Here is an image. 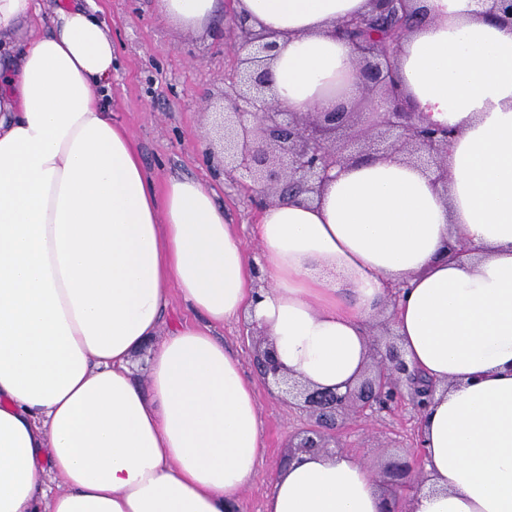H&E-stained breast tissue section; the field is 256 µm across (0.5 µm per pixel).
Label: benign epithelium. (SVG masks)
Returning a JSON list of instances; mask_svg holds the SVG:
<instances>
[{
  "mask_svg": "<svg viewBox=\"0 0 512 512\" xmlns=\"http://www.w3.org/2000/svg\"><path fill=\"white\" fill-rule=\"evenodd\" d=\"M410 0H370L371 11L340 21L336 31L363 53L359 75L365 94L379 93L387 111L368 123L359 112H290L275 100L274 75L270 67L277 48L271 35L256 31L244 16H234L239 40L231 46L238 67L224 78L223 111L216 113L217 142L208 157L221 174L236 179L251 197L269 202L284 201L300 194L319 195L329 171L354 161H369L385 153L404 154L427 168L440 171L438 182L448 187L443 156L454 137L445 124H424L418 112L407 107L394 75L393 59L406 35L427 21L428 14L409 5ZM490 12L512 27V0H491ZM372 23L388 25L383 40L359 32ZM383 136L387 146L376 152L348 156L339 139L371 143ZM256 368L265 384L281 392L291 408L306 413L313 423L290 447L288 458L299 454L332 453L346 423V416L369 418L389 410L402 397L401 384L410 389L412 405L423 411L434 394V385L419 377L404 359L399 346H372L371 362L357 380L344 388L315 387L288 374L267 338L257 340ZM413 462L383 466V473L404 479L413 464H423L422 441L416 442Z\"/></svg>",
  "mask_w": 512,
  "mask_h": 512,
  "instance_id": "1",
  "label": "benign epithelium"
}]
</instances>
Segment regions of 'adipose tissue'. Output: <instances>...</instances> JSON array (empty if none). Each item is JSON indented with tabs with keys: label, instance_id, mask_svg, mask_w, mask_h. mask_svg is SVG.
Returning <instances> with one entry per match:
<instances>
[{
	"label": "adipose tissue",
	"instance_id": "obj_1",
	"mask_svg": "<svg viewBox=\"0 0 512 512\" xmlns=\"http://www.w3.org/2000/svg\"><path fill=\"white\" fill-rule=\"evenodd\" d=\"M186 29L217 0H156ZM400 84L455 127L436 170L400 156L333 171L312 203L262 208L248 262L213 190L155 185L97 95L112 38L81 5L0 0V512H231L257 475L254 386L215 332L247 319L289 372L351 381L365 325L390 316L440 386L421 424L427 482L407 512H512V29L485 0H418ZM277 36V100L331 112L362 96L336 32L369 0H236ZM202 318L166 327L171 290ZM147 351L148 388L130 361ZM346 453L282 468L265 512H380Z\"/></svg>",
	"mask_w": 512,
	"mask_h": 512
}]
</instances>
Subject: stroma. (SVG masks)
<instances>
[{"label": "stroma", "mask_w": 512, "mask_h": 512, "mask_svg": "<svg viewBox=\"0 0 512 512\" xmlns=\"http://www.w3.org/2000/svg\"><path fill=\"white\" fill-rule=\"evenodd\" d=\"M96 11L112 35L114 60L109 103L127 129L141 161L157 181L186 174L213 189L224 215L246 244L247 257L261 245L252 232L259 208L230 178L216 176L202 145L214 135L213 108L221 106L224 77L236 66L224 45L237 35L231 22L232 0L199 32L185 30L163 17L155 0H78ZM224 344L236 352L244 373L255 380L264 429V456L255 481L237 501V512H265L277 472L286 464L288 447L310 419L288 408L277 393L257 380L253 366L256 336L245 321L226 323ZM418 420L409 401L393 413L365 419L351 417L341 443L346 453L381 470L413 448Z\"/></svg>", "instance_id": "stroma-1"}]
</instances>
